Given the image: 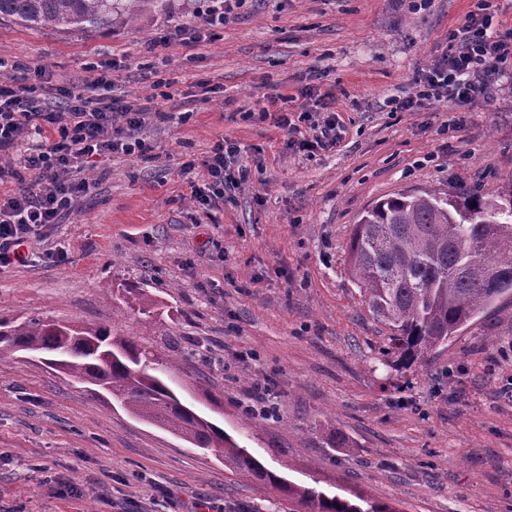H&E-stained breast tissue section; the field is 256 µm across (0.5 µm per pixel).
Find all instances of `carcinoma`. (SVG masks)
Returning a JSON list of instances; mask_svg holds the SVG:
<instances>
[{"label":"carcinoma","mask_w":512,"mask_h":512,"mask_svg":"<svg viewBox=\"0 0 512 512\" xmlns=\"http://www.w3.org/2000/svg\"><path fill=\"white\" fill-rule=\"evenodd\" d=\"M140 0H0V18L36 28L96 30L123 22ZM352 278L392 336L381 355L409 367L458 336L499 298L512 294V188L499 201L477 194H399L366 211L348 251ZM498 272L493 283L474 266ZM0 350L51 356L79 382L105 390L133 415L196 448L224 456L307 512H363L360 506L293 484L266 469L202 418L166 383L174 360H157L108 327H65L40 318L0 319Z\"/></svg>","instance_id":"cac0c4a2"}]
</instances>
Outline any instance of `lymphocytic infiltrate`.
I'll list each match as a JSON object with an SVG mask.
<instances>
[{
	"label": "lymphocytic infiltrate",
	"instance_id": "f902f5d3",
	"mask_svg": "<svg viewBox=\"0 0 512 512\" xmlns=\"http://www.w3.org/2000/svg\"><path fill=\"white\" fill-rule=\"evenodd\" d=\"M233 9V0H199L192 31L178 26L171 37L178 40L188 32L194 42L210 41ZM507 72L512 73V27L499 20L491 0H474L456 51L430 69L414 96L397 107L407 110L422 101L447 98L464 105L474 97L489 96L493 79ZM32 75V84L19 86L18 76L9 72L7 59L0 55V155L21 152L23 167L31 175L16 192L0 196V268L27 264L34 255L33 242L45 237L73 199L88 190L89 181L72 180L70 172L94 167L96 157L118 150H144L138 133L151 117L149 108H118L73 89L62 90L64 106L51 110L44 94L51 72L37 66ZM35 135L42 142L33 146L29 140ZM237 154V145L227 141L201 162L204 176L217 187L216 199H223V185L248 174L247 167L237 165Z\"/></svg>",
	"mask_w": 512,
	"mask_h": 512
}]
</instances>
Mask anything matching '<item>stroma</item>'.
I'll list each match as a JSON object with an SVG mask.
<instances>
[{"mask_svg": "<svg viewBox=\"0 0 512 512\" xmlns=\"http://www.w3.org/2000/svg\"><path fill=\"white\" fill-rule=\"evenodd\" d=\"M473 6L245 0L210 44L165 49L197 0H144L131 24L100 31L0 19L11 62L166 114L141 130L146 152L86 172L90 190L30 264L0 269V318L111 324L178 357L169 383L186 402L268 470L362 512H512V295L425 362L391 367L390 330L347 263L352 226L378 201L512 190L511 78L461 108L387 105L412 96ZM102 72L111 85H95ZM316 84L318 102L305 96ZM282 96L335 115L338 143L290 146ZM225 139L250 176L207 208L201 174L181 166ZM0 360V512H296L45 360Z\"/></svg>", "mask_w": 512, "mask_h": 512, "instance_id": "obj_1", "label": "stroma"}]
</instances>
